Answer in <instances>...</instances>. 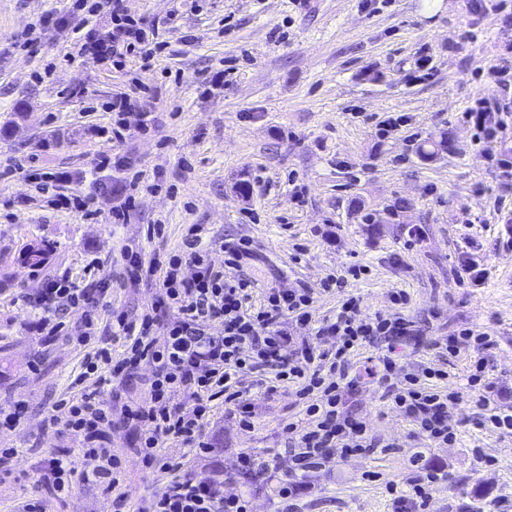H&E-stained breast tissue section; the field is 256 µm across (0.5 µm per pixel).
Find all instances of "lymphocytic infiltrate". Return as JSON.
Wrapping results in <instances>:
<instances>
[{"instance_id": "1", "label": "lymphocytic infiltrate", "mask_w": 512, "mask_h": 512, "mask_svg": "<svg viewBox=\"0 0 512 512\" xmlns=\"http://www.w3.org/2000/svg\"><path fill=\"white\" fill-rule=\"evenodd\" d=\"M86 18L92 26L74 27L71 37L78 57L99 64L119 63L132 57L150 63L158 44L151 39L138 19L130 15L124 0H91ZM112 110L120 117L117 127L99 128V136L120 141L131 131L152 127L154 102L150 98H131L119 94L112 99ZM461 119L473 130V142L485 153L492 168L502 178H512V156L495 150L494 142L503 129L501 120L490 108L488 98L462 112ZM204 228L193 224L182 238L178 253L146 255L128 250L119 275L122 285L141 282L154 284L155 292L138 317L113 312L112 337L121 341L123 351L113 355L111 348L98 345L95 336L101 310H111L109 293L104 288H87L68 279L48 282L33 297L30 306L41 310L39 331L43 340L55 339L65 327L62 320L68 309L81 311V329L76 342L85 353L80 371L68 385V393L54 405L45 423L73 437L83 456L95 459V467L77 473L70 455L52 458L41 474V485L58 498L68 497L76 481L94 483L113 495L114 512H121L126 496L121 490L124 471L121 459L110 448L112 407L101 402L90 383L110 382L137 371L141 362L154 364L148 381L146 401L122 405L124 417L139 431L136 454L145 468L169 475L165 489L146 499L137 512H251V503L241 496L224 493V482L208 474L184 471L182 463L160 453L167 440L180 442L194 455L210 453L204 427L212 417L217 401L234 406L243 423L254 416L251 391L275 392L278 384L296 386L304 399L307 427L290 422L283 430L290 444V464L279 482L280 497H288L294 477L326 466L335 458L366 453L377 443L367 434L364 422L343 408L345 394L368 375L385 389L393 407L399 409L423 437L443 443L456 441L457 432L448 425V405L476 394L482 412L481 426L512 435V411L492 401L478 387L486 377L485 350L492 348V336L473 328L462 329L449 337L452 354H467L469 370L465 388H439L448 372L422 368L393 382L398 355L395 350L379 355L364 373H357L351 356L371 337L403 338L413 335L414 324L403 314L359 320L355 314L358 296L344 292L333 319L318 323L313 317L317 289L300 284L292 288L257 290L255 282L236 277L235 271L253 255L246 239L221 242L224 266L214 269L208 261L209 247L203 241ZM197 266L195 276L181 273L183 265ZM261 301H254V292ZM176 312L165 330H158V309ZM314 326L316 335L331 336V350L319 351L305 344L299 352L288 354V332L284 320ZM222 321L221 333H213V321ZM252 374L250 387L241 378Z\"/></svg>"}]
</instances>
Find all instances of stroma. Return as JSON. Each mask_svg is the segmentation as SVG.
<instances>
[{"label":"stroma","instance_id":"35a3bbf8","mask_svg":"<svg viewBox=\"0 0 512 512\" xmlns=\"http://www.w3.org/2000/svg\"><path fill=\"white\" fill-rule=\"evenodd\" d=\"M129 14L157 29L164 43L151 66L127 60L123 69L70 61L66 27L80 24L67 0H0V258L9 287L0 288V402H26L22 426L0 432V448H17L11 476L0 479V512L38 498L47 512H112V497L81 482L65 500L38 482L56 455L75 453L77 470L93 460L76 441L45 428L84 354L71 335L80 313L70 310L66 334L42 342L39 313L23 302L44 283L65 277L85 286L111 282L126 246L144 243L148 225L164 226L152 248H178L191 224L221 242L247 238L254 257L243 267L260 287H321L331 274L364 265L350 280L359 313L393 312V289L410 295L405 310L419 334L400 359L401 371L424 366L456 376L466 357L448 354V336L466 327L497 339L484 354L492 391L512 406V246L499 226L512 211V188L502 185L471 132L457 119L485 96L504 112L512 148V85L491 83L488 69L512 54V26L501 16L473 15L467 0H126ZM67 10L66 27L49 23L37 46H24L29 23ZM174 23H166L170 10ZM475 38L462 39L463 31ZM224 70L223 88L210 77ZM129 86L157 100L155 124L120 143L94 137L111 126L106 107ZM406 115L407 127L383 137L385 113ZM447 137L431 159L418 147ZM115 167L92 174L98 155ZM144 171L148 186L124 221L112 219V193L124 177ZM67 171V192L93 198L96 217L50 206L34 178ZM419 227L418 239L408 237ZM35 240L52 249L46 268L14 264ZM306 247L294 262L297 247ZM492 269L480 288L458 284L462 258ZM254 424L243 427L219 407L205 429L213 455L194 458L179 442L162 455L224 480V492L243 495L253 512H512V435L483 428L471 398L449 405L456 443L441 444L416 428L373 379L363 378L344 408L363 418L378 449L330 462L297 478L281 499L276 473L289 464L281 426L300 419L294 386L254 401ZM112 451L124 461L125 512L163 489L166 475L147 474L133 456L136 431L114 414ZM251 451L270 465L239 475V456ZM436 472L426 504L409 496L419 473ZM396 485L389 493L388 485Z\"/></svg>","mask_w":512,"mask_h":512}]
</instances>
